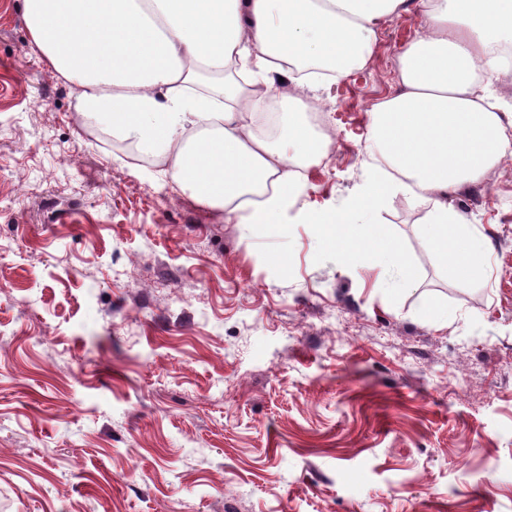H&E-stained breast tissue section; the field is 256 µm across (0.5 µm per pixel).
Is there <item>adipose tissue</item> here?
<instances>
[{
	"instance_id": "1",
	"label": "adipose tissue",
	"mask_w": 512,
	"mask_h": 512,
	"mask_svg": "<svg viewBox=\"0 0 512 512\" xmlns=\"http://www.w3.org/2000/svg\"><path fill=\"white\" fill-rule=\"evenodd\" d=\"M408 0H24L34 43L77 90L76 110L112 137L166 162L172 183L238 223L278 229L297 202L299 170L323 158L301 114L324 82L296 80L277 139L261 133L279 79L325 69L330 82L367 64L378 25ZM423 32L403 54L400 89L379 102L367 149L375 164L336 214L304 212L345 262L369 259L412 283L399 244L364 222L391 190L426 210L428 245L451 279L478 276L482 255L448 198L512 156V78L498 55L512 45V0H418ZM223 86L193 89L198 68ZM294 79V78H293Z\"/></svg>"
}]
</instances>
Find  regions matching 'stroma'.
Listing matches in <instances>:
<instances>
[{
	"label": "stroma",
	"mask_w": 512,
	"mask_h": 512,
	"mask_svg": "<svg viewBox=\"0 0 512 512\" xmlns=\"http://www.w3.org/2000/svg\"><path fill=\"white\" fill-rule=\"evenodd\" d=\"M421 24L385 21L328 86L300 210L357 191ZM145 167L87 136L24 0H0V512H512V161L452 199L482 277L445 276L411 195L368 214L401 291L294 214L271 237Z\"/></svg>",
	"instance_id": "obj_1"
}]
</instances>
